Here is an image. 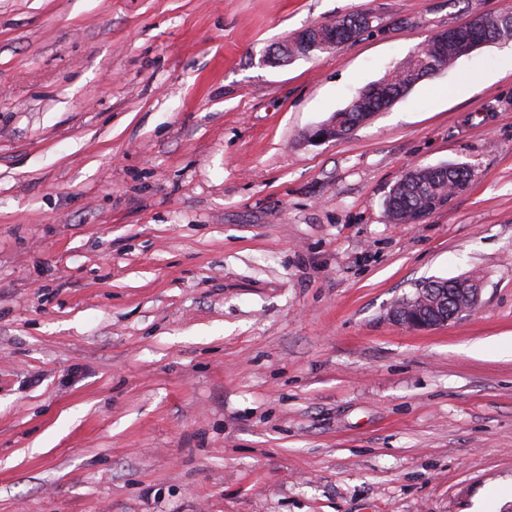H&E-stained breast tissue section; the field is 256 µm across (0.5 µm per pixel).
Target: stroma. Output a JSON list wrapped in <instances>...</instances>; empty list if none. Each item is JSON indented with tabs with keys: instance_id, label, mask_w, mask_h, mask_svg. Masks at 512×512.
Listing matches in <instances>:
<instances>
[{
	"instance_id": "35a3bbf8",
	"label": "stroma",
	"mask_w": 512,
	"mask_h": 512,
	"mask_svg": "<svg viewBox=\"0 0 512 512\" xmlns=\"http://www.w3.org/2000/svg\"><path fill=\"white\" fill-rule=\"evenodd\" d=\"M362 11L377 26L268 54ZM512 0H0V512H512ZM464 164L421 224L383 200ZM482 302L431 331L421 281ZM477 352H467L472 343ZM474 21L478 26L475 28L478 29L481 35L487 33L490 37H502L500 42L505 43L512 41V14H504L497 17L478 16ZM475 28L472 27L471 29ZM460 29L461 27H450L437 33L440 35L438 40L436 41V45H448V41H450L452 43L456 59H459L463 56L470 54L472 51H474L475 49L482 45L496 43V41L487 40L484 36H464L460 33ZM437 34H435L434 36H436ZM434 38L427 39L405 61L389 72L380 83V90L375 97L361 102L358 96L343 110L336 112V133L329 122L319 126L313 136L320 141H339L346 139L355 126L368 116L372 117L377 112H382L390 106L391 97L399 98L406 94L419 77L428 71H442L455 61L450 52L444 55H436L432 50ZM438 71L428 73L424 79L435 75ZM453 280L454 278L438 280L432 279L422 281L420 284H428L430 288H444L440 290L447 292L445 290L448 288H454L453 285L450 284V282ZM454 284H456L459 288H454V295L448 296V299H463L465 302V308L460 315L470 312L480 305L482 296L480 280H478L475 276L460 277L454 280ZM419 294V297L412 302V304H415L414 307L408 310V313L406 315L401 316L402 311L397 305H394L392 307L390 315L396 323L412 330L424 331L436 329L440 326L447 325L449 322L455 320L456 314L448 316V313L444 312L434 314L433 318H428L426 320L421 319L418 315L419 310L417 306L419 302H421V300L423 299L422 288H419Z\"/></svg>"
}]
</instances>
